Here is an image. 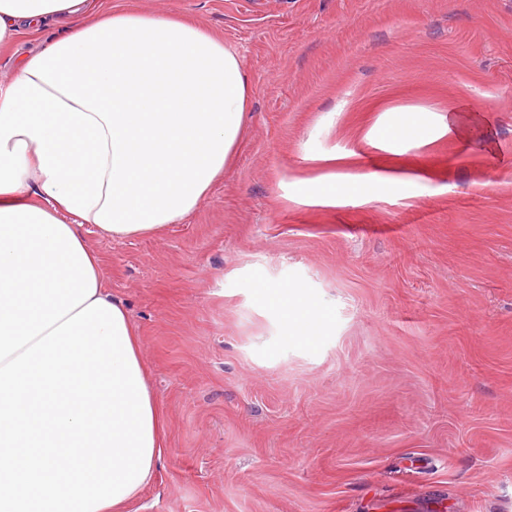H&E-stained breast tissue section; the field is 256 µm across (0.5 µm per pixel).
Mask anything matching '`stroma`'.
I'll return each mask as SVG.
<instances>
[{"instance_id": "stroma-1", "label": "stroma", "mask_w": 512, "mask_h": 512, "mask_svg": "<svg viewBox=\"0 0 512 512\" xmlns=\"http://www.w3.org/2000/svg\"><path fill=\"white\" fill-rule=\"evenodd\" d=\"M123 3L222 35L252 88L182 223L85 227L164 420L128 512H512V0ZM68 27L0 48V80ZM418 109L456 132L392 150ZM384 167L414 186L291 199Z\"/></svg>"}]
</instances>
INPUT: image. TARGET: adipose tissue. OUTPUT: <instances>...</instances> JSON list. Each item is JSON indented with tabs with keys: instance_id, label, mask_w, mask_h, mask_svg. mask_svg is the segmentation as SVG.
<instances>
[{
	"instance_id": "adipose-tissue-1",
	"label": "adipose tissue",
	"mask_w": 512,
	"mask_h": 512,
	"mask_svg": "<svg viewBox=\"0 0 512 512\" xmlns=\"http://www.w3.org/2000/svg\"><path fill=\"white\" fill-rule=\"evenodd\" d=\"M77 20L0 81V512H126L163 420L125 304L81 227L180 223L251 117L239 55L203 24L95 0H0V46ZM454 120L391 114V142Z\"/></svg>"
}]
</instances>
